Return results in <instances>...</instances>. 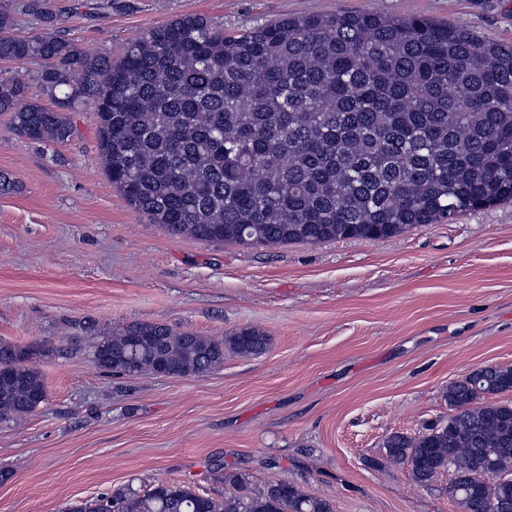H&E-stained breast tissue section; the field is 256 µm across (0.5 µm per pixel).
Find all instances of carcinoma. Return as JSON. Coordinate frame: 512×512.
Returning <instances> with one entry per match:
<instances>
[{"instance_id":"cac0c4a2","label":"carcinoma","mask_w":512,"mask_h":512,"mask_svg":"<svg viewBox=\"0 0 512 512\" xmlns=\"http://www.w3.org/2000/svg\"><path fill=\"white\" fill-rule=\"evenodd\" d=\"M41 62L37 78L62 107L97 103L109 179L152 224L182 237L243 246L382 239L419 224L512 200V45L457 25L371 11L309 14L228 34L202 16L149 29L114 61L51 32H14L0 5V61ZM35 142L73 135L64 113L0 82V114ZM96 334L101 369L202 375L232 353H262L268 336L221 338L133 322ZM0 344V420H19L47 396L42 372ZM512 367L480 368L448 387L454 414L425 432L384 440L386 458L423 485L452 469L448 496L487 512L512 483L474 477L490 454L512 470ZM235 489L180 483L124 488L67 512H336L286 480L250 488L249 476L211 463Z\"/></svg>"}]
</instances>
